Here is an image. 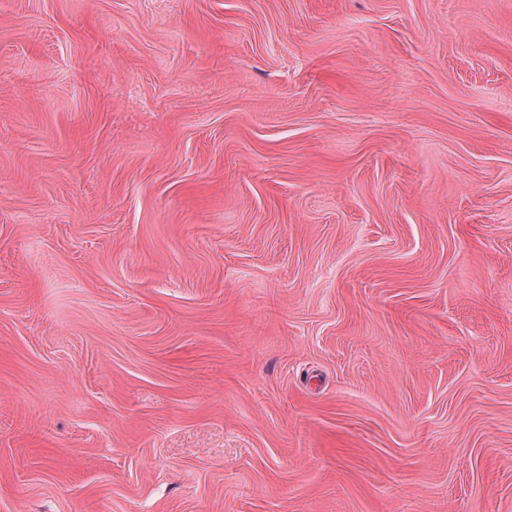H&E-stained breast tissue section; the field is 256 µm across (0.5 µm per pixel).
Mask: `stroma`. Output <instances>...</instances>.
Here are the masks:
<instances>
[{
    "mask_svg": "<svg viewBox=\"0 0 512 512\" xmlns=\"http://www.w3.org/2000/svg\"><path fill=\"white\" fill-rule=\"evenodd\" d=\"M0 512H512V0H0Z\"/></svg>",
    "mask_w": 512,
    "mask_h": 512,
    "instance_id": "stroma-1",
    "label": "stroma"
}]
</instances>
